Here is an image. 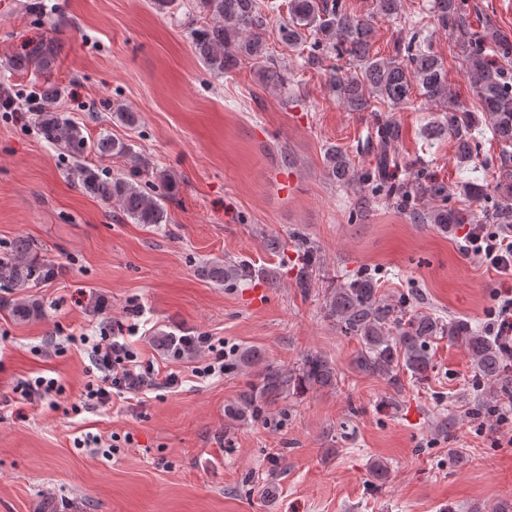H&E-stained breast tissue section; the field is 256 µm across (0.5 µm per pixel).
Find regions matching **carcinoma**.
<instances>
[{
  "label": "carcinoma",
  "instance_id": "1",
  "mask_svg": "<svg viewBox=\"0 0 512 512\" xmlns=\"http://www.w3.org/2000/svg\"><path fill=\"white\" fill-rule=\"evenodd\" d=\"M193 7L208 22L194 29L192 45L209 73L220 76L241 61L249 60L258 68L266 86H282V70L266 44L265 31L269 14L277 9L270 0H195ZM465 0H430L429 10L444 29L455 36L462 63L465 64L473 94L483 116H474L456 108V100L448 82L443 59L431 45L411 36L404 48L385 58L373 51L374 31L365 19L348 10L347 0H288V17L280 21L277 40L293 47L309 45L307 62L323 61L322 54L332 49L336 57L357 63L359 71L351 72L343 65L329 68V77L337 100L352 112H390L417 101L437 104L448 111V137L460 156H469L476 132L487 127L502 148L512 147V71L496 64L493 58L512 57V42L487 28L473 30L467 21ZM56 56L53 41L35 44L24 54L8 59L7 70L48 73ZM34 125L39 135L66 155L83 159L87 155L105 158L122 156L129 160V174L104 177L86 164L74 172L78 185L89 195L118 206L119 213L135 224H166L168 213L163 200L177 191V183L167 173L154 172L150 159L130 144L110 135L91 139L86 128L57 112L35 113ZM402 138L400 123L392 118L378 122L375 142V166L361 172L346 152L333 146L325 154L331 178L343 188L371 185L370 201L394 199L410 211L422 224H463L465 216L446 206H431V201L448 199V186L433 182L423 175L411 181H388L387 171L395 161L394 150ZM154 178L162 192H147L142 179ZM496 192L502 208L492 214L501 222L512 219V172L499 179ZM317 251L307 244L302 247V262L297 270L299 287L309 289L318 281ZM65 273L60 264L47 261L39 248L26 237H18L0 251V282L12 288H37ZM205 276L216 282L246 281L252 270L243 263L211 261L203 267ZM323 310L342 332L353 336L360 348L354 358L358 373L380 377L394 389H402V376L420 382L428 377L433 356L428 348L433 337H446L463 344L473 367L487 381L496 396H512V368L505 367L494 339L477 326L461 320L445 322L428 313L408 319L401 316L400 304L381 294L377 281L368 276L347 280L323 292ZM11 312L22 321L42 317L40 304L20 299ZM339 372L322 353H308L295 367L266 368L252 389L231 409L237 418H257L262 405L276 402L286 395L308 390L336 388Z\"/></svg>",
  "mask_w": 512,
  "mask_h": 512
}]
</instances>
